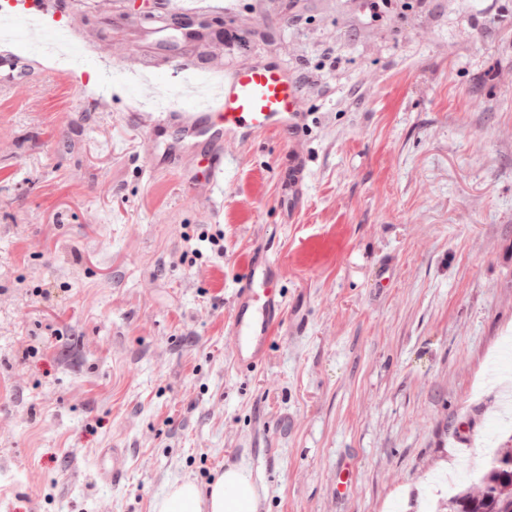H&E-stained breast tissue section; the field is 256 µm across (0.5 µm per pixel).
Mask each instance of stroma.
<instances>
[{
    "label": "stroma",
    "mask_w": 512,
    "mask_h": 512,
    "mask_svg": "<svg viewBox=\"0 0 512 512\" xmlns=\"http://www.w3.org/2000/svg\"><path fill=\"white\" fill-rule=\"evenodd\" d=\"M97 2L74 72L0 42L27 62L0 82V512H153L234 465L257 512H446L442 485L512 439V0L377 22L364 0H240L183 76L136 0ZM259 56L298 79L307 135L225 140L223 190L186 194L201 168L159 161L136 113L192 104L138 64L172 88ZM267 254L284 316L242 371L234 291Z\"/></svg>",
    "instance_id": "1"
}]
</instances>
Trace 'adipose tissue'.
Instances as JSON below:
<instances>
[{"mask_svg":"<svg viewBox=\"0 0 512 512\" xmlns=\"http://www.w3.org/2000/svg\"><path fill=\"white\" fill-rule=\"evenodd\" d=\"M257 488L244 467L231 466L208 489L191 482L173 483L156 501L154 512H255Z\"/></svg>","mask_w":512,"mask_h":512,"instance_id":"ef3b65f1","label":"adipose tissue"}]
</instances>
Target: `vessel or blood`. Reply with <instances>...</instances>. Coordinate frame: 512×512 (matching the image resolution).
Masks as SVG:
<instances>
[{
    "mask_svg": "<svg viewBox=\"0 0 512 512\" xmlns=\"http://www.w3.org/2000/svg\"><path fill=\"white\" fill-rule=\"evenodd\" d=\"M235 9L236 0H216L210 6L192 0L186 7L167 0L165 5L168 16L191 19L229 15ZM83 16V10L69 0H60L53 10L48 8L47 0H21L19 9L10 13L17 24L44 22V32L49 36L59 30L75 35ZM308 117L298 80L279 63L259 59L225 72L211 104L193 112H148L144 123L152 136L170 127L176 129L177 144H165L164 150L172 152L178 145L190 148L191 160L203 168L204 175L200 182L189 183L187 189L206 201L224 181L225 138L249 139L275 132L298 139L308 127ZM274 270L275 264L269 259L253 262L236 292L230 325L236 367L250 366L261 358L284 315Z\"/></svg>",
    "mask_w": 512,
    "mask_h": 512,
    "instance_id": "obj_1",
    "label": "vessel or blood"
}]
</instances>
